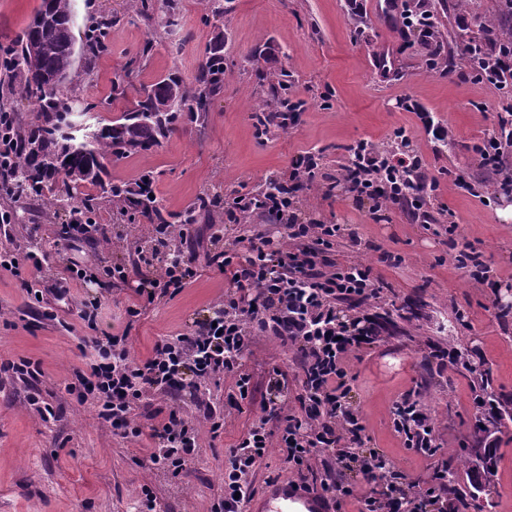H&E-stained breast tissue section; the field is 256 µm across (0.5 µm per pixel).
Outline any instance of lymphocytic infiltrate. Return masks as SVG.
I'll return each mask as SVG.
<instances>
[{"label":"lymphocytic infiltrate","mask_w":512,"mask_h":512,"mask_svg":"<svg viewBox=\"0 0 512 512\" xmlns=\"http://www.w3.org/2000/svg\"><path fill=\"white\" fill-rule=\"evenodd\" d=\"M396 23L402 37L431 38L436 23L421 0H398ZM467 70L475 80L488 84L500 94L496 135L473 147L481 169L494 177L493 195H512V169L504 164L506 148L512 146V34L496 27L485 30L479 43L463 48ZM352 164L338 179L349 193L372 204L373 212L402 209L411 219H419L421 200L437 190V178L421 171V161L407 152L382 155L366 140L350 145ZM318 162L314 153L304 152L290 163L288 177L276 184L274 192L236 196L226 212L237 220L258 214L286 225V239L264 235L242 238L240 251L206 253L207 266L217 268L232 286L224 295V305L213 319L197 323L194 329L175 338L155 343L149 357L132 356L127 336H94L90 342L95 359L87 369L76 371L74 382L65 386L78 403L94 401L99 422L123 440L149 436L153 443L141 464L151 470L163 469L173 476L187 473L198 447L196 425L173 409L142 431L132 415L138 403L154 393L176 394L200 388L226 374L236 375L240 398L252 397L251 376L241 359L254 333L275 336L296 356L302 391L299 409L282 415L278 396L288 377L278 365L269 372L262 415L232 448L224 463V496L213 512H241L251 494L249 476L270 447L280 448L289 469L301 479L313 470L312 458L326 453L343 468L356 467L368 481L386 482L383 497L364 494L360 512H425L438 502L441 482L411 495L398 489L395 474L384 467L375 452L365 451V427L347 407L349 392L344 356L370 343L385 328L379 316L363 314L361 323H346L339 317L338 304L366 305L379 298L386 285L373 277L371 267L360 263L336 262L333 247L340 234L337 224H305L292 210V196L299 187L312 186ZM196 254L187 259L161 263L154 277L139 281L134 292L138 306L129 307V316H139L143 307L169 292H181L197 275ZM394 425L411 448H434V426L427 411L417 402L404 399L393 408ZM276 428H269L270 419Z\"/></svg>","instance_id":"f902f5d3"}]
</instances>
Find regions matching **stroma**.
<instances>
[{
	"label": "stroma",
	"mask_w": 512,
	"mask_h": 512,
	"mask_svg": "<svg viewBox=\"0 0 512 512\" xmlns=\"http://www.w3.org/2000/svg\"><path fill=\"white\" fill-rule=\"evenodd\" d=\"M126 0H72L75 28L101 16L115 15L108 34L109 51L86 78L76 65L69 79L68 103L79 112V126L110 122L120 116L124 101L109 102L112 80L130 57L153 39L154 46L134 85H147L170 71L192 81L197 66L216 33L224 35V94L212 101L205 123H184L160 146L108 163L107 180L131 182L150 174L165 212L182 220L201 193L218 196L220 204L199 216L191 228L209 248H234L240 235L261 232L285 237L282 224L264 217H247L245 225L224 220L223 206L240 194L257 190L268 178H284L292 158L305 151L321 156L322 172L336 175L347 160L346 146L359 139L381 150L397 151L396 130H404L418 151L423 168L439 180L427 210L430 225L413 224L397 210L374 219L368 201L356 200L338 187L323 194L318 187L301 189L294 211L304 223L324 222L342 228L338 261L371 265L393 287L391 295L373 310L386 322L382 336L351 352L344 367L351 391L347 397L371 437L370 446L388 458L403 485L426 486L438 464H456L459 487H471L468 466L460 448L475 445L474 374L465 369L426 370L421 362L431 344L451 342L466 349L472 360L489 369L496 394L512 398V317L498 322V308L512 306V219L500 212L511 198L484 203L492 177L478 166L475 143L494 135L497 90L472 79L459 78L465 62L460 48L477 38L483 26H502L501 0H447L434 11L445 36L450 62L447 71L427 68L423 45L403 44L393 24L365 11L352 19L346 0H234L223 19H215L208 0H181L179 22L167 32L149 34L140 17L125 12ZM40 0H0V46L22 32ZM466 15L469 25L457 24ZM392 53V69L380 74L374 55L380 48ZM294 76L291 93L305 106L296 126L256 136L252 115L266 97L274 72ZM417 100L452 131L448 142H433L418 125L414 113L399 105L401 97ZM465 176L469 189L456 184ZM0 206L13 212L9 237L0 248L16 252L38 245L48 259L30 274L32 284L66 276L79 261L91 265L96 278L72 282V307H60L56 319L42 315L33 295L9 271L0 269V363L28 359L38 363L39 388L54 411L45 420L26 403L28 386L0 378V512H140L143 486H151L160 512H211L224 491L227 448L258 420V404L240 400L236 378L223 376L200 391H184L178 398L151 397L138 408L136 420L149 427L150 413L167 415L178 409L198 421L200 448L188 476L175 478L138 465L148 440L123 443L102 426L92 404H77L65 390L74 369L86 359L79 348L89 335L75 304L100 301L94 331L127 335L134 356L147 355L155 341L175 336L197 321L212 316L229 287L223 274L200 266L197 278L174 297L157 300L140 316L126 309L136 297L133 283L112 279L107 271L128 263L134 249L151 255L157 243L152 225L117 219L109 205L94 217L106 225L105 243H65L59 236L69 223V207L48 200L0 196ZM403 257L401 265L379 263L381 251ZM466 250L480 254L488 272L484 281L472 279L456 256ZM243 368L258 389L267 387V371L276 364L289 373L287 409L297 406L299 383L292 351L272 336L251 337ZM420 400L430 413L437 450L427 455L406 447L396 432L392 407L404 396ZM240 408H232V400ZM210 401L224 412V430L212 435L199 421V401ZM495 477L486 485L488 512H512V420H503Z\"/></svg>",
	"instance_id": "1"
}]
</instances>
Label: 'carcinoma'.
<instances>
[{"mask_svg": "<svg viewBox=\"0 0 512 512\" xmlns=\"http://www.w3.org/2000/svg\"><path fill=\"white\" fill-rule=\"evenodd\" d=\"M137 16L153 27H169L177 15L176 0H165L167 21L156 20L149 0H134ZM117 21L111 15L87 25L82 36L75 37L71 0H40L38 9L17 39L0 50V114L10 113L8 130L16 139L13 165L0 177L16 197L40 196L48 190L54 200L71 198L73 187L90 184L110 196L120 216H130L144 224H164V207L150 189L106 187L103 175L107 164L130 154L158 146L177 130L181 120L204 122L209 103L224 93V41L217 39L199 62L195 81L188 84L171 73L149 85L141 86L139 98L127 106L120 117L95 128L88 138L79 141L68 132L72 128L71 108L64 91L54 78L71 75L79 60L103 55L107 49L109 28ZM153 50L147 40L136 56L129 60L124 74L112 79V100L126 99L135 70L146 65ZM271 101L262 111L277 112L288 103V73L270 88ZM31 101L37 109L30 120L15 105V99ZM97 206V198L87 196L73 205L71 214L92 223L88 214ZM496 449H474L485 468L471 471L474 492L457 488V470L450 467L444 475L448 493L455 496L459 512H467L476 501L475 493L484 490L494 477Z\"/></svg>", "mask_w": 512, "mask_h": 512, "instance_id": "cac0c4a2", "label": "carcinoma"}]
</instances>
